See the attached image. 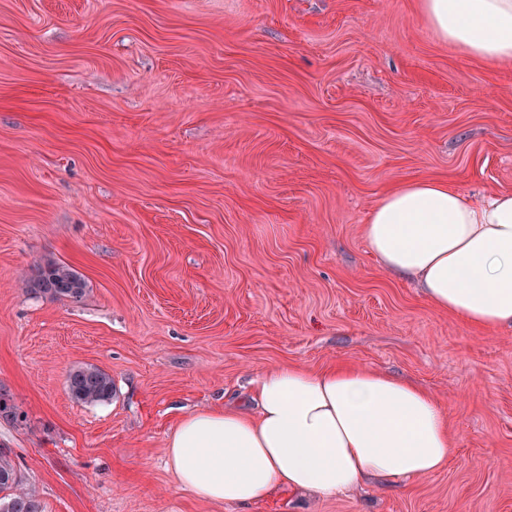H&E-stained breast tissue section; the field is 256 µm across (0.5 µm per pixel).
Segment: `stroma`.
<instances>
[{"label":"stroma","mask_w":512,"mask_h":512,"mask_svg":"<svg viewBox=\"0 0 512 512\" xmlns=\"http://www.w3.org/2000/svg\"><path fill=\"white\" fill-rule=\"evenodd\" d=\"M421 0H0V452L43 512H512V326L479 331L384 269L389 189L512 192V63ZM78 302L27 292L45 261ZM423 387L451 456L408 486L210 504L165 446L273 365ZM92 365L110 401L76 403ZM66 382L71 397L81 404L108 402L114 392L111 376L93 366L72 368Z\"/></svg>","instance_id":"1"}]
</instances>
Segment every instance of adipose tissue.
<instances>
[{
    "instance_id": "1",
    "label": "adipose tissue",
    "mask_w": 512,
    "mask_h": 512,
    "mask_svg": "<svg viewBox=\"0 0 512 512\" xmlns=\"http://www.w3.org/2000/svg\"><path fill=\"white\" fill-rule=\"evenodd\" d=\"M437 36L465 54L512 61V0H421ZM364 238L381 265L477 328L512 324V194L479 199L440 179L400 184L371 209ZM257 412L218 406L185 416L166 444L177 482L210 503L274 492L330 497L370 478L402 483L443 469L444 415L422 388L334 366L267 369Z\"/></svg>"
}]
</instances>
